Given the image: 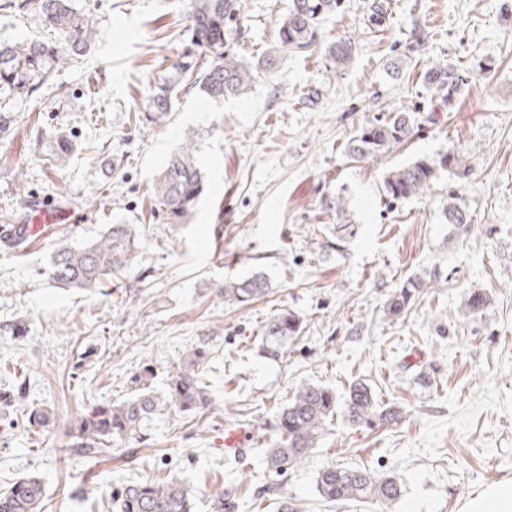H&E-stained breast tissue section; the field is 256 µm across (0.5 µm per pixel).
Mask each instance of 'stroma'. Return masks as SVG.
I'll return each mask as SVG.
<instances>
[{
  "instance_id": "stroma-1",
  "label": "stroma",
  "mask_w": 512,
  "mask_h": 512,
  "mask_svg": "<svg viewBox=\"0 0 512 512\" xmlns=\"http://www.w3.org/2000/svg\"><path fill=\"white\" fill-rule=\"evenodd\" d=\"M190 0H73L95 34L77 63L55 71L32 95L11 102L0 134V224L27 221L38 205L68 208L69 223L24 254L0 246V392L25 393L0 407V489L35 475L45 512H108L110 487L142 477L186 481L197 512L236 489L233 512H378L330 505L315 477L326 464L393 472L403 482L395 512H460L487 485L512 479V0H389L383 29L366 20V0H343L322 23L323 38L355 42L343 73L324 50L279 55L246 95L216 102L181 94L169 117L144 124L146 97L188 36ZM244 56L272 42L287 0H243ZM425 44L406 54L414 30ZM401 60L391 76L387 64ZM452 63L467 83L435 107L423 77ZM319 89L309 106L304 98ZM412 112L414 131L393 151L349 158L346 142L374 118ZM66 134L75 150L56 167L38 138ZM194 140L206 190L189 223L170 224L151 196L170 154ZM467 148L469 176L442 172L422 196L389 202L391 169L450 148ZM342 198L356 232L330 247ZM470 227L444 218L449 200ZM134 224L130 266L96 290L55 287L49 258L63 244L97 238L106 225ZM264 271L268 295L241 306L225 281ZM429 280L401 319L382 318L406 279ZM489 297L464 314L468 294ZM291 310L303 321L287 354L259 351L267 319ZM216 400L195 415L163 413L132 458L66 453L78 414L119 403L152 367L162 390L196 346ZM363 378L382 400L401 403V422L355 430L334 421L302 465L268 471L275 413L304 381L336 392ZM54 427H27L31 405ZM253 433L240 457L224 453V428Z\"/></svg>"
}]
</instances>
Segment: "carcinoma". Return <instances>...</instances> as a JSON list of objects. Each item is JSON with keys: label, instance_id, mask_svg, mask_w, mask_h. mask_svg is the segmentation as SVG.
<instances>
[{"label": "carcinoma", "instance_id": "1", "mask_svg": "<svg viewBox=\"0 0 512 512\" xmlns=\"http://www.w3.org/2000/svg\"><path fill=\"white\" fill-rule=\"evenodd\" d=\"M339 0H289L288 9L275 31L271 47L260 57L246 58L234 48L240 37L242 0H193L189 47L182 48L172 60L167 75L155 85L148 98L146 120L157 123L172 111L181 91L198 89L208 98L221 102L245 94L262 70L274 65L277 54L307 53L320 47V24L333 13ZM7 9L18 18L39 19L48 29L47 36L23 44L0 42V98L33 94L63 65L85 55L93 39L92 25L78 13L72 0H4ZM389 0H368L367 18L382 26ZM354 44L339 40L325 47L334 72L347 69ZM434 100L450 104L462 92L465 79L453 64L439 65L424 75ZM412 113L395 111L361 128L348 140L345 153L357 160L381 156L404 142L412 133ZM73 145L64 139L51 146L55 164L65 162ZM456 170L465 177L471 171L462 150L446 152L437 159L423 157L387 173L383 181L385 198L409 199L422 195L442 170ZM204 192V181L189 139L167 160L155 179L152 194L170 224H184ZM448 223L465 227L472 223L470 213L455 201H448L444 213ZM134 224H109L99 238L80 247L61 246L55 250L49 267L50 280L59 288L91 290L100 288L112 275L130 262L135 248ZM427 286L421 277L407 279L395 289L383 305L384 316L400 319ZM270 281L262 271L224 282V299L247 304L269 292ZM486 294L472 291L465 311L475 315L488 305ZM302 333V320L294 312L278 313L263 326L260 346L271 359L284 356L288 345ZM205 348L197 347L178 367L168 382V392L158 395L144 383L141 392L118 404L102 403L87 410L74 422L69 451L88 458H104L112 453L115 440L142 439L146 420L159 411L175 406L183 415L196 414L211 407L213 399L202 382L199 364ZM405 409L398 402L380 401L373 387L363 379L353 380L338 403L329 388L304 382L275 415L277 438L268 448L267 465L285 472L304 461L316 448L325 427L338 415L350 426L372 429L380 424L402 420ZM51 418L42 407L30 409L28 424L42 433ZM316 487L328 503L357 500L387 507L401 496L397 478L376 476L361 467L326 465L319 470ZM46 490L42 480L26 476L0 491V512H43ZM112 512H195L192 489L172 478H147L119 483L112 487Z\"/></svg>", "mask_w": 512, "mask_h": 512}]
</instances>
